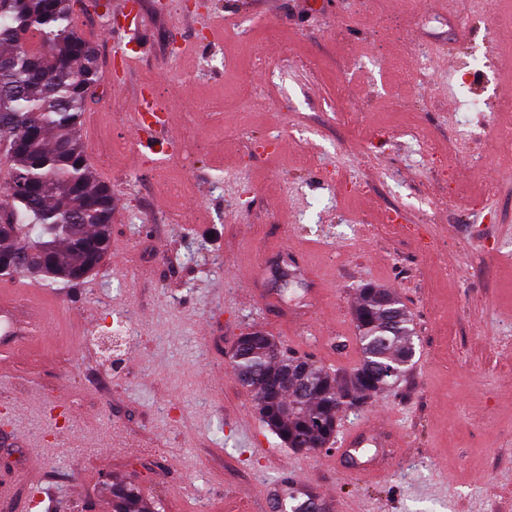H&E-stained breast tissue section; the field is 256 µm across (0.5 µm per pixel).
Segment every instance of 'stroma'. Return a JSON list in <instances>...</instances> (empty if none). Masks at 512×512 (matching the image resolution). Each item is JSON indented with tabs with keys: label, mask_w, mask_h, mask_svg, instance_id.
I'll use <instances>...</instances> for the list:
<instances>
[{
	"label": "stroma",
	"mask_w": 512,
	"mask_h": 512,
	"mask_svg": "<svg viewBox=\"0 0 512 512\" xmlns=\"http://www.w3.org/2000/svg\"><path fill=\"white\" fill-rule=\"evenodd\" d=\"M119 3L79 18L104 74L82 136L112 186L116 259L47 288L53 336L0 375V512L42 495L112 512L108 475L160 512H267L285 476L335 512H512V163L489 139L512 128V37L482 9L512 24V0H140L133 23ZM141 93L175 136L147 165ZM400 102L444 155L393 133ZM292 255L301 271L276 283ZM366 284L416 330L406 376L339 416L337 438L373 416L405 438L372 477L338 471L331 444L294 453L229 374L252 328L353 368Z\"/></svg>",
	"instance_id": "35a3bbf8"
}]
</instances>
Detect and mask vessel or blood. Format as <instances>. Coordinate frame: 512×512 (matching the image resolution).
I'll use <instances>...</instances> for the list:
<instances>
[{
	"mask_svg": "<svg viewBox=\"0 0 512 512\" xmlns=\"http://www.w3.org/2000/svg\"><path fill=\"white\" fill-rule=\"evenodd\" d=\"M34 281L14 279L0 283V365L12 362L22 344H29L46 336L49 327L44 318L31 312H21L17 301L38 292ZM401 440L383 423L372 420L364 426L349 431L336 453L337 469L358 475L384 473L394 449Z\"/></svg>",
	"mask_w": 512,
	"mask_h": 512,
	"instance_id": "vessel-or-blood-1",
	"label": "vessel or blood"
}]
</instances>
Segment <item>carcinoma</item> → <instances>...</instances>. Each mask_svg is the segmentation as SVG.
Wrapping results in <instances>:
<instances>
[{
  "mask_svg": "<svg viewBox=\"0 0 512 512\" xmlns=\"http://www.w3.org/2000/svg\"><path fill=\"white\" fill-rule=\"evenodd\" d=\"M84 0H0V266L3 275L66 284L104 259L112 234V190L87 161L80 118L103 80L92 42L76 27ZM27 266L17 268L19 254ZM354 319L360 361L338 374L306 357H285L260 330L237 337L230 364L257 394L263 423L288 447L329 444L337 414L358 408L413 365L415 331L386 288L359 289ZM308 399H294L295 382ZM282 512H333L291 479ZM112 512H157L131 480L112 479Z\"/></svg>",
  "mask_w": 512,
  "mask_h": 512,
  "instance_id": "carcinoma-1",
  "label": "carcinoma"
}]
</instances>
